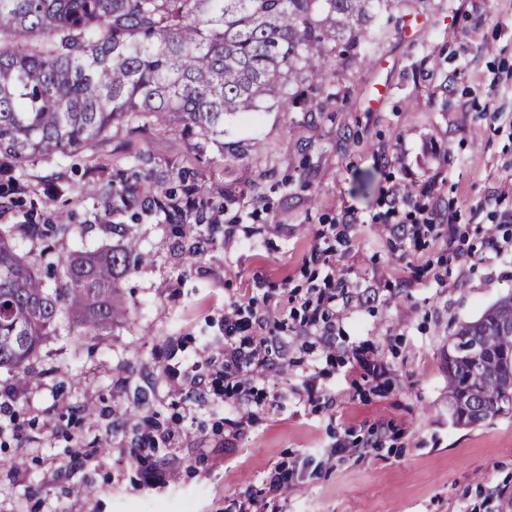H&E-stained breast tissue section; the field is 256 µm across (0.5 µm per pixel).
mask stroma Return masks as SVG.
Here are the masks:
<instances>
[{
  "mask_svg": "<svg viewBox=\"0 0 512 512\" xmlns=\"http://www.w3.org/2000/svg\"><path fill=\"white\" fill-rule=\"evenodd\" d=\"M382 28L370 57L349 52L323 88H304L329 98L326 110L225 117L226 141H245V153L194 152L171 127L119 129L73 156L26 162L39 214L73 215L56 254L109 248L131 232L150 260L122 283L125 320L97 336L60 330L25 384L0 372V391L19 390L0 434L11 462L0 512H228L246 490L271 512H512V413L455 424L447 388L450 336L512 294V0H405ZM381 85L389 94L370 107ZM135 153L179 196L178 172H195L234 241L216 233L190 264L141 197L114 213L86 194ZM437 174L439 190L420 203L452 212L453 232L433 226L415 239L379 223L390 188L418 190ZM348 209L363 221L334 261L359 289L339 313L334 348L297 336L287 361L251 374L267 408L222 448L221 411L201 405L184 418L169 372H208L225 312L258 281L298 305L317 283L319 230ZM492 239L501 255L486 262ZM310 373L332 404L308 400ZM140 395L161 423L184 421L154 486L121 426ZM277 464L296 476L273 492L266 476Z\"/></svg>",
  "mask_w": 512,
  "mask_h": 512,
  "instance_id": "obj_1",
  "label": "stroma"
}]
</instances>
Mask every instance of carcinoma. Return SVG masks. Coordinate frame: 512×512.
Returning <instances> with one entry per match:
<instances>
[{"mask_svg": "<svg viewBox=\"0 0 512 512\" xmlns=\"http://www.w3.org/2000/svg\"><path fill=\"white\" fill-rule=\"evenodd\" d=\"M401 0H0V163L65 157L108 139L114 127L178 124L187 135L224 145V115L246 117L264 103L287 111L300 86L328 78L336 42L374 38L380 11ZM0 187L22 202L25 184L12 167ZM154 193L149 212L182 227L185 253L208 231L215 206L199 193L183 205L157 191L161 177L139 172ZM124 170L87 193L123 198ZM44 243L70 234V216L47 223L34 213L0 225V370L19 381L39 373L36 360L57 323L96 336L125 318L118 283L145 257L138 238L100 253L59 259L46 288L40 259L20 253L15 231ZM448 407L472 425L512 411V295L459 326L448 349Z\"/></svg>", "mask_w": 512, "mask_h": 512, "instance_id": "carcinoma-1", "label": "carcinoma"}]
</instances>
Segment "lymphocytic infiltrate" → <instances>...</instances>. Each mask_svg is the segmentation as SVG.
Masks as SVG:
<instances>
[{
  "label": "lymphocytic infiltrate",
  "instance_id": "obj_1",
  "mask_svg": "<svg viewBox=\"0 0 512 512\" xmlns=\"http://www.w3.org/2000/svg\"><path fill=\"white\" fill-rule=\"evenodd\" d=\"M390 218L401 234L418 236L421 225L437 224L439 213L425 211L413 192L394 190L389 201ZM314 262L323 266L322 286L316 298L306 300L299 314L303 333L329 339L336 331V307L348 304L350 291L346 282L336 276L327 251L315 247ZM287 309L270 305L248 304L236 308L224 318V358L214 366L210 377L193 379L187 397L190 405L210 404L230 408L231 417L224 420V441L232 443L244 431L254 412L261 406L246 381L249 373L266 368L272 353H285L284 325Z\"/></svg>",
  "mask_w": 512,
  "mask_h": 512
}]
</instances>
